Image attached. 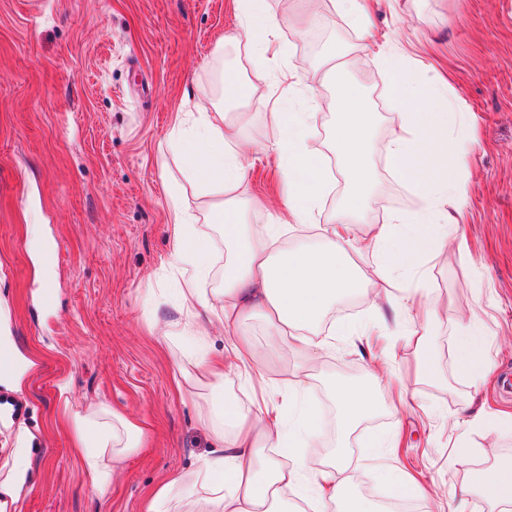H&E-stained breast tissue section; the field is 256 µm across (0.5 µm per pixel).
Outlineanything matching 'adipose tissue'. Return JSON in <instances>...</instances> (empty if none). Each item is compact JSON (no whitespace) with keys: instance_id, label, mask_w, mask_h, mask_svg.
Wrapping results in <instances>:
<instances>
[{"instance_id":"adipose-tissue-1","label":"adipose tissue","mask_w":512,"mask_h":512,"mask_svg":"<svg viewBox=\"0 0 512 512\" xmlns=\"http://www.w3.org/2000/svg\"><path fill=\"white\" fill-rule=\"evenodd\" d=\"M236 9L241 35L262 66L270 70L284 64L285 49L278 39L281 22L268 13L266 0H236ZM374 58L399 77V118L408 132L407 137L392 141L387 163L407 185L423 192L424 205L417 212L389 214L376 227L371 247L377 264L373 286L379 301L373 304L372 315L379 318L381 333L402 337L413 347L420 375L435 381L439 375L428 326L439 316L426 287L425 258L447 239L450 226L444 218L449 210L459 209L466 193L464 160L448 146V131L458 113L435 90L423 95L425 106H414L420 95L400 78L399 52L381 50ZM337 110L340 117L333 146L348 181L347 197L330 224L318 233L315 244L288 251L279 244L286 227L278 219H271L265 234L257 235L250 233L240 217L234 198L245 179L235 152L243 136L240 121L228 119L220 105L209 112H184L176 117L173 135L183 176L207 198L214 219L224 225V243L232 249L224 263L222 286L202 289V281L212 270L210 242L197 229L198 218L185 205L181 186L169 187V264L185 282V317L176 324L174 334L192 340L198 348L193 385L216 390L233 378L248 387L265 379V367L246 329L258 316L265 318L270 335L283 337L289 351L301 357L313 348L328 349L330 337L355 335L353 325L328 324L324 318L339 300L361 286L356 268L348 261L354 247L349 222L362 220L374 203L373 108L361 92L347 88ZM270 116L280 129L271 149L283 163L288 211L295 223H309L329 184L323 162L308 150L314 115L277 104ZM386 306L393 312L389 321L382 317ZM203 315L219 321L228 333L221 355L211 353L198 328L197 320ZM323 326L329 339L316 337ZM454 358L459 376L473 380L487 376L489 361L480 317L457 326ZM288 387L299 398L288 418L270 399L248 408L228 400L219 410L204 409L203 422L221 425L215 450L192 471L173 475L157 486L147 512H286L292 495L313 500L323 512H377L373 501L352 492V475L343 454H335L314 469L299 462L301 449L317 447L322 429L308 374L295 373ZM333 394L344 436L375 415L398 410L406 403L401 381L391 371L337 381ZM68 426L91 487L107 494L112 474L126 452L141 446L143 426L105 406L72 413ZM476 495L490 512H512V462L497 463L481 473L477 484L462 486L451 512H469Z\"/></svg>"}]
</instances>
